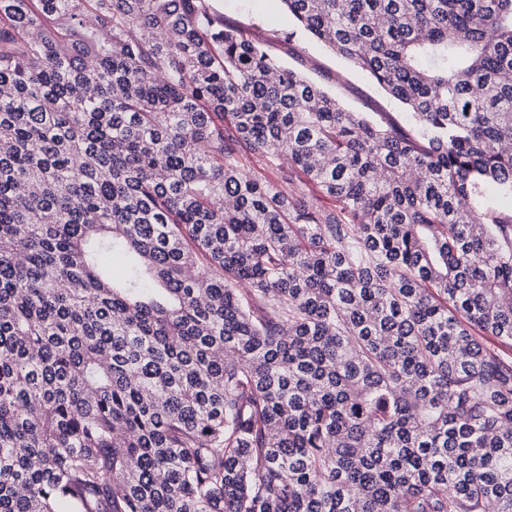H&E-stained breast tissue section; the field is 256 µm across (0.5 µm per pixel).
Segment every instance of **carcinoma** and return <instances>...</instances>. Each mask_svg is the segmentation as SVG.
<instances>
[{
    "mask_svg": "<svg viewBox=\"0 0 512 512\" xmlns=\"http://www.w3.org/2000/svg\"><path fill=\"white\" fill-rule=\"evenodd\" d=\"M282 2L413 129L208 0H0V512H512V0Z\"/></svg>",
    "mask_w": 512,
    "mask_h": 512,
    "instance_id": "carcinoma-1",
    "label": "carcinoma"
}]
</instances>
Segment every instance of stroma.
Listing matches in <instances>:
<instances>
[{"mask_svg": "<svg viewBox=\"0 0 512 512\" xmlns=\"http://www.w3.org/2000/svg\"><path fill=\"white\" fill-rule=\"evenodd\" d=\"M214 14L244 28L282 65L301 73L348 110L409 127L408 108L386 94L375 81L297 28L281 0H208Z\"/></svg>", "mask_w": 512, "mask_h": 512, "instance_id": "obj_1", "label": "stroma"}]
</instances>
